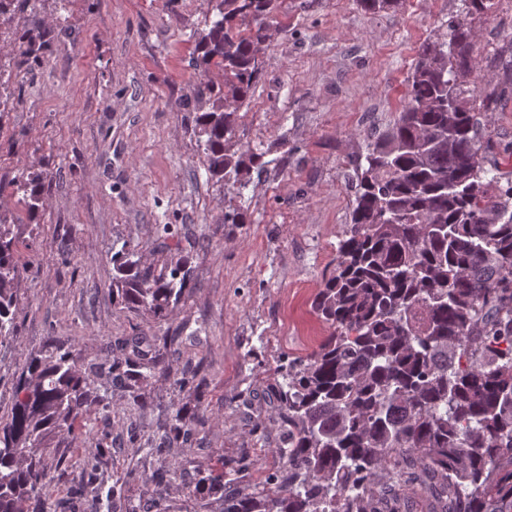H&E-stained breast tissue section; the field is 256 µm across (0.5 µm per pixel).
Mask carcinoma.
Segmentation results:
<instances>
[{
	"label": "carcinoma",
	"mask_w": 512,
	"mask_h": 512,
	"mask_svg": "<svg viewBox=\"0 0 512 512\" xmlns=\"http://www.w3.org/2000/svg\"><path fill=\"white\" fill-rule=\"evenodd\" d=\"M37 2L0 0V17ZM211 2L194 64L222 71L224 85L193 88L194 101H211L195 132L209 174L241 196L243 175L266 166L267 152L234 151L238 111L259 79L257 52L276 29L279 0ZM461 2L447 30L419 47L404 110L354 160L350 224L312 301L329 334L276 369L282 465L261 492L223 495L220 512H413V499L424 512H512V178L486 168L465 98L466 18L490 0ZM359 3L375 13L402 0ZM13 191L38 212L36 179L19 175ZM20 234L0 217V341L14 332ZM173 249L157 274L129 242H113L114 302L166 319L191 288L190 262L180 242ZM150 347L126 363L127 380L168 373ZM94 403L65 354L19 377L0 422V512H45L43 453ZM207 422L176 411L167 447L190 443Z\"/></svg>",
	"instance_id": "1"
}]
</instances>
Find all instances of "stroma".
Returning <instances> with one entry per match:
<instances>
[{"instance_id":"obj_1","label":"stroma","mask_w":512,"mask_h":512,"mask_svg":"<svg viewBox=\"0 0 512 512\" xmlns=\"http://www.w3.org/2000/svg\"><path fill=\"white\" fill-rule=\"evenodd\" d=\"M460 0H404L368 13L358 0H280L279 31L259 52L261 74L239 111L240 146L269 149L244 193L211 179L194 135L192 88L220 82L195 70L193 35L210 0H38L0 19V71L19 47L46 45L0 114V216L23 225L13 336L0 343V417L14 384L51 349L69 354L97 403L75 436L55 438L43 463L59 512H143L142 494L167 466L163 512H219L207 477L259 492L279 460L284 428L273 386L283 357L309 353L327 328L311 303L336 267L355 196L353 161L407 103L417 49L458 14ZM468 77L487 159L512 178V0L469 19ZM40 176L42 205L27 216L18 174ZM238 210L240 224L224 221ZM172 225L192 254L193 281L168 319L112 300L114 240L145 265L168 256L157 232ZM132 336H165L172 371L199 367V384L173 379L116 385L115 351ZM205 413L203 432L155 456L177 408ZM253 465L238 471L237 461Z\"/></svg>"}]
</instances>
